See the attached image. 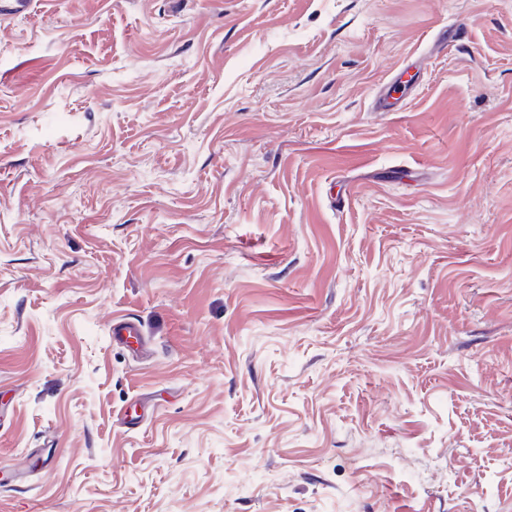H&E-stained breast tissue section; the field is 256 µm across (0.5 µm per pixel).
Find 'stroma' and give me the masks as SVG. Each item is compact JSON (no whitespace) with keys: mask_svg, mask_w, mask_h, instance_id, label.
Wrapping results in <instances>:
<instances>
[{"mask_svg":"<svg viewBox=\"0 0 512 512\" xmlns=\"http://www.w3.org/2000/svg\"><path fill=\"white\" fill-rule=\"evenodd\" d=\"M0 512H512V0L0 16ZM113 344L137 353L142 347V329L140 323L131 317L112 320L109 328Z\"/></svg>","mask_w":512,"mask_h":512,"instance_id":"obj_1","label":"stroma"}]
</instances>
